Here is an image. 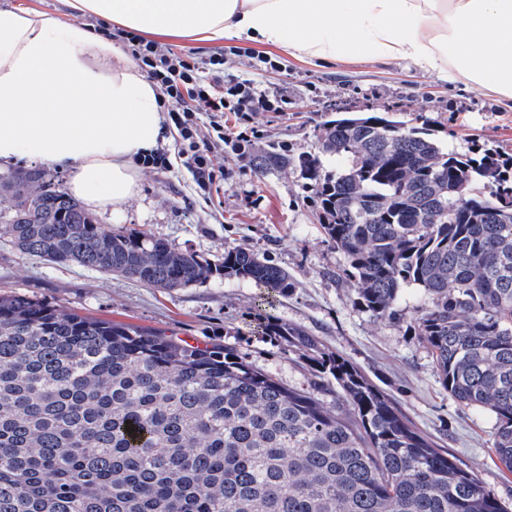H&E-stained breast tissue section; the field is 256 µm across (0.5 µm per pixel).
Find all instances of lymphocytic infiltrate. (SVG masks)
<instances>
[{
    "instance_id": "lymphocytic-infiltrate-1",
    "label": "lymphocytic infiltrate",
    "mask_w": 512,
    "mask_h": 512,
    "mask_svg": "<svg viewBox=\"0 0 512 512\" xmlns=\"http://www.w3.org/2000/svg\"><path fill=\"white\" fill-rule=\"evenodd\" d=\"M117 35L128 41L133 58L166 107L178 134V156L201 193H211L217 182L213 168L216 152H228L238 167L250 166L263 138L255 124L256 116L279 111L276 97L259 90L253 81L232 74L219 80L208 78L193 59L134 32L121 29ZM228 112L237 122L236 132L229 135L224 132V115ZM203 113L208 116L204 123L199 120Z\"/></svg>"
}]
</instances>
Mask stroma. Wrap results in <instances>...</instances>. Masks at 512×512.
<instances>
[{"mask_svg": "<svg viewBox=\"0 0 512 512\" xmlns=\"http://www.w3.org/2000/svg\"><path fill=\"white\" fill-rule=\"evenodd\" d=\"M55 15L62 23H83L111 37L114 25L66 8L63 0H0ZM153 41L197 60L224 56V70L253 80L262 91L284 99L279 112H262L257 122L264 146L287 143L289 156L319 155V127L337 111L391 112L410 126L430 123L441 144L461 154L497 148L512 155V100L471 89L448 87L436 76L404 65L371 61L325 65L295 58L280 46L258 42L256 51L275 68L239 55L240 40H197L156 33ZM166 167H141V191L119 210L95 213L107 227L142 230L182 250L221 255L245 246L288 270L295 286L276 297L272 313L317 336L331 351L358 366L390 393L422 432L447 448L462 467L475 472L502 501L512 504V471L492 450L490 411L458 403L441 386L431 355L412 323L422 303L406 290L394 319H380L353 302L343 253L329 241L318 219L313 194L298 168L265 174L248 170L226 179L218 193L197 192L192 173L166 129ZM0 292L19 293L94 318L167 329L189 342L228 343L283 382L300 386L308 374L289 361L282 344L249 332L247 323L262 293L254 282L216 278L201 285L165 291L76 265L28 256L0 239Z\"/></svg>", "mask_w": 512, "mask_h": 512, "instance_id": "1", "label": "stroma"}]
</instances>
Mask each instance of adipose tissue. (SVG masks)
Returning <instances> with one entry per match:
<instances>
[{
    "label": "adipose tissue",
    "mask_w": 512,
    "mask_h": 512,
    "mask_svg": "<svg viewBox=\"0 0 512 512\" xmlns=\"http://www.w3.org/2000/svg\"><path fill=\"white\" fill-rule=\"evenodd\" d=\"M105 22L210 41L233 35L324 62H400L512 100V0H69ZM156 89L80 23L0 8V165L70 172L88 211L139 191L136 161L163 139Z\"/></svg>",
    "instance_id": "adipose-tissue-1"
}]
</instances>
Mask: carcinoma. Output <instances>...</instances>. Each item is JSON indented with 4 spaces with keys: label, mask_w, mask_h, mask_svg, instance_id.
<instances>
[{
    "label": "carcinoma",
    "mask_w": 512,
    "mask_h": 512,
    "mask_svg": "<svg viewBox=\"0 0 512 512\" xmlns=\"http://www.w3.org/2000/svg\"><path fill=\"white\" fill-rule=\"evenodd\" d=\"M319 142L336 170L274 148L254 168H299L355 304L391 318L421 291L413 329L441 386L494 414L512 471V158L459 154L388 112H338ZM7 193L0 237L25 255L166 290L248 279L264 306L294 287L244 246L210 258L98 224L44 170L13 172ZM253 333L279 337L307 385L233 345L0 295V512H508L302 327L261 314Z\"/></svg>",
    "instance_id": "carcinoma-1"
}]
</instances>
